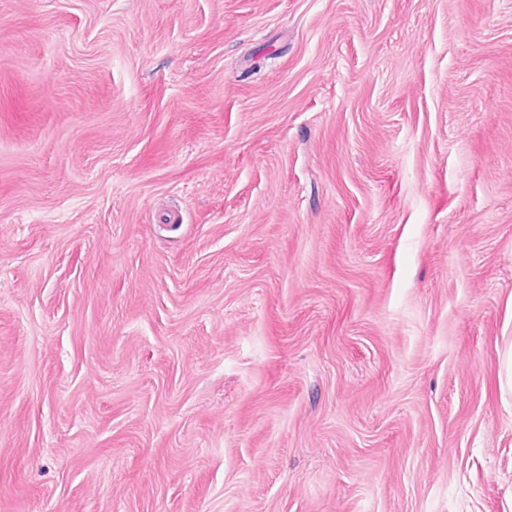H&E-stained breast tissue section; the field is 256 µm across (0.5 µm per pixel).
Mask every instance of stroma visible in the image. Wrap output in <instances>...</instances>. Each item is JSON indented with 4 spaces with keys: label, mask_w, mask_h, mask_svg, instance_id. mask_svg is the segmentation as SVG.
I'll list each match as a JSON object with an SVG mask.
<instances>
[{
    "label": "stroma",
    "mask_w": 512,
    "mask_h": 512,
    "mask_svg": "<svg viewBox=\"0 0 512 512\" xmlns=\"http://www.w3.org/2000/svg\"><path fill=\"white\" fill-rule=\"evenodd\" d=\"M512 0H0V512H512Z\"/></svg>",
    "instance_id": "35a3bbf8"
}]
</instances>
